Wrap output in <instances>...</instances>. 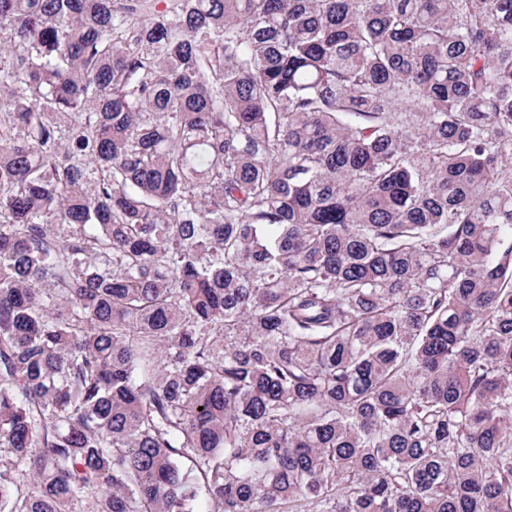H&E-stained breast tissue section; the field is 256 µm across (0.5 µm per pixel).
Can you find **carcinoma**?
<instances>
[{
    "instance_id": "1",
    "label": "carcinoma",
    "mask_w": 512,
    "mask_h": 512,
    "mask_svg": "<svg viewBox=\"0 0 512 512\" xmlns=\"http://www.w3.org/2000/svg\"><path fill=\"white\" fill-rule=\"evenodd\" d=\"M512 512V0H0V512Z\"/></svg>"
}]
</instances>
